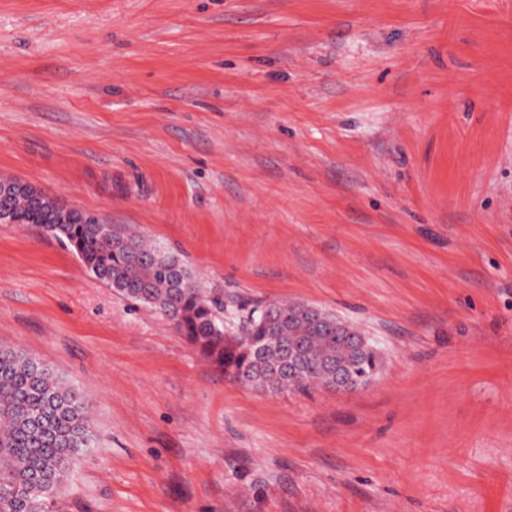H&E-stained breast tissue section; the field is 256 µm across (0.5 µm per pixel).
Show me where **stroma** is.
<instances>
[{
  "label": "stroma",
  "instance_id": "35a3bbf8",
  "mask_svg": "<svg viewBox=\"0 0 512 512\" xmlns=\"http://www.w3.org/2000/svg\"><path fill=\"white\" fill-rule=\"evenodd\" d=\"M383 366L225 378L158 310L0 223V343L86 396L59 512H512V0H0V179Z\"/></svg>",
  "mask_w": 512,
  "mask_h": 512
}]
</instances>
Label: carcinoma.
I'll list each match as a JSON object with an SVG mask.
<instances>
[{"label": "carcinoma", "instance_id": "1", "mask_svg": "<svg viewBox=\"0 0 512 512\" xmlns=\"http://www.w3.org/2000/svg\"><path fill=\"white\" fill-rule=\"evenodd\" d=\"M0 213L13 224L39 226L108 287L158 309L229 379L305 392L330 386L338 370L358 379L379 372L373 343L359 348L348 331L301 317L289 303H277L281 336L268 335L266 304L227 333L223 296L200 288L177 255L123 225L89 224L30 185L1 200ZM92 447L85 395L25 352L0 346V512H54L72 465Z\"/></svg>", "mask_w": 512, "mask_h": 512}]
</instances>
